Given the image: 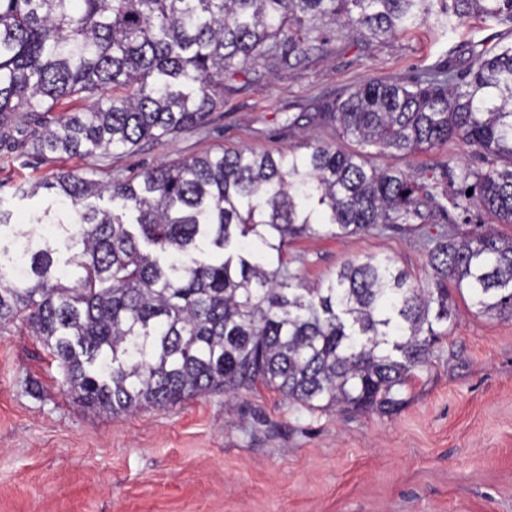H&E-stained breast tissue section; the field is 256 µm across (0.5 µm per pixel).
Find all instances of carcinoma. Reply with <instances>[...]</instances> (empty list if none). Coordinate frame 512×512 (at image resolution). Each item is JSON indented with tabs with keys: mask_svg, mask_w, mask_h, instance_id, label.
<instances>
[{
	"mask_svg": "<svg viewBox=\"0 0 512 512\" xmlns=\"http://www.w3.org/2000/svg\"><path fill=\"white\" fill-rule=\"evenodd\" d=\"M504 14L512 0H0V133L20 110L38 122L88 94L85 111L42 124L32 150H131L202 126L228 74L326 53L319 21L371 43ZM312 118L357 149H225L136 183L62 172L19 185L22 199L48 198L25 232L0 205V329L26 323L67 393L111 416L259 385L310 410L398 413L438 358L453 294L512 319V237L448 234L437 196L364 149L465 141L484 166L447 167L452 206L512 224V43L473 49L462 74L365 82ZM380 227L427 239V285L389 259L347 261L315 288L288 270L298 239Z\"/></svg>",
	"mask_w": 512,
	"mask_h": 512,
	"instance_id": "cac0c4a2",
	"label": "carcinoma"
}]
</instances>
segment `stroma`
Here are the masks:
<instances>
[{
  "instance_id": "stroma-1",
  "label": "stroma",
  "mask_w": 512,
  "mask_h": 512,
  "mask_svg": "<svg viewBox=\"0 0 512 512\" xmlns=\"http://www.w3.org/2000/svg\"><path fill=\"white\" fill-rule=\"evenodd\" d=\"M329 51L268 75L264 64L224 82V106L201 128L145 140L134 151L37 155L33 122L16 113L0 141V205L16 223L45 203L21 182L62 171L103 181L225 148L258 152L330 143L333 128L305 120L369 80L392 81L442 63L467 69L475 45L512 42V22L426 24L365 43L320 26ZM446 189L445 165L480 167L459 139L408 158L372 153ZM388 258L424 278L420 236L373 230L296 241L288 267L308 285L346 260ZM460 317L407 405L392 416L309 411L264 388L213 394L121 417L89 412L66 395L56 363L25 324L0 329V512H512V319Z\"/></svg>"
}]
</instances>
